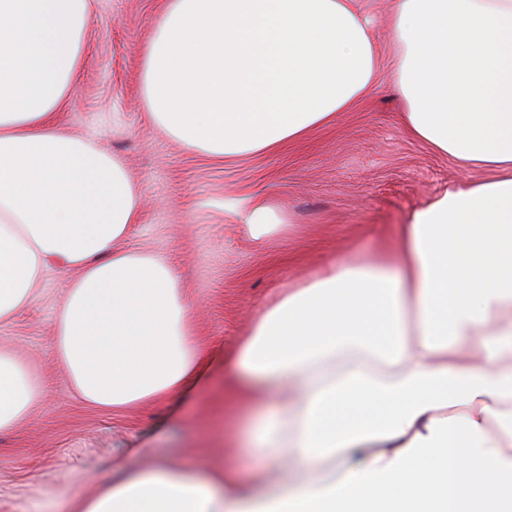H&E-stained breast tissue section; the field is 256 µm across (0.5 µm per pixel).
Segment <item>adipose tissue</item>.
<instances>
[{
  "instance_id": "adipose-tissue-1",
  "label": "adipose tissue",
  "mask_w": 512,
  "mask_h": 512,
  "mask_svg": "<svg viewBox=\"0 0 512 512\" xmlns=\"http://www.w3.org/2000/svg\"><path fill=\"white\" fill-rule=\"evenodd\" d=\"M90 20V0H0V323L77 269L57 356L83 400L122 410L208 375L172 266L124 245L141 207L124 161L60 128ZM369 26L362 0H163L142 104L210 158L277 153L369 93ZM389 33L406 127L491 178L254 315L224 362L260 415L251 477L159 462L71 512H512V0H393ZM225 207L257 242L281 223L258 195ZM40 396L0 349V431Z\"/></svg>"
}]
</instances>
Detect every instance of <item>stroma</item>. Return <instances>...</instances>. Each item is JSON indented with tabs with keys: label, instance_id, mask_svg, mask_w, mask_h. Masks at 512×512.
Masks as SVG:
<instances>
[{
	"label": "stroma",
	"instance_id": "stroma-1",
	"mask_svg": "<svg viewBox=\"0 0 512 512\" xmlns=\"http://www.w3.org/2000/svg\"><path fill=\"white\" fill-rule=\"evenodd\" d=\"M162 0H92L82 66L63 129L122 157L144 200L126 245L169 259L192 304L205 356L235 355L255 311L332 259L373 255L397 225L449 187L488 178L459 169L405 128L385 21L391 0H363L375 23L378 70L371 92L335 125L283 152L220 162L153 128L141 102L138 50ZM260 195L283 224L253 241L225 210ZM74 270L55 266L30 305L0 327V346L27 356L41 385L28 416L0 432V512H64L112 478L156 461L194 467L210 456L251 474L262 465L224 445L253 414L238 405L222 370L199 393L112 411L71 389L55 353L54 318Z\"/></svg>",
	"mask_w": 512,
	"mask_h": 512
}]
</instances>
